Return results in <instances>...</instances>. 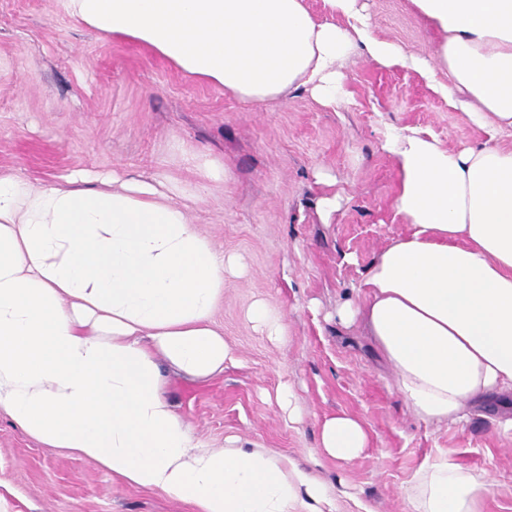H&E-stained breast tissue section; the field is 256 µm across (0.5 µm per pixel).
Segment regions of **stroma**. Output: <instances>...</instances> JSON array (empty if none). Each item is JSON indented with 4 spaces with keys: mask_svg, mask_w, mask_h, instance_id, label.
<instances>
[{
    "mask_svg": "<svg viewBox=\"0 0 512 512\" xmlns=\"http://www.w3.org/2000/svg\"><path fill=\"white\" fill-rule=\"evenodd\" d=\"M363 2L375 37L433 59L442 35L410 0ZM339 71L345 94L334 106L301 90L246 105L146 46L75 22L54 0H0V173L36 184L81 173L95 188L139 176L199 186L190 220L245 265L225 274L213 318L232 350L223 372L192 379L162 369L168 399L203 447L236 439L303 463L319 448L323 420L348 413L369 432L365 453L317 469L327 483L347 479L344 512L359 503L409 512L401 489L438 449L493 475L482 512H512V434L496 428L512 408L493 402L462 425L420 423L368 341L328 319L409 229L393 207L400 175L383 148L389 132L427 130L451 150L490 140L512 151V136L469 122L415 71L359 53ZM194 154L224 178L201 179ZM334 195L339 208L323 216L317 200ZM258 301L280 317L283 342L248 321ZM284 385L300 414L294 423L276 402ZM0 499L8 512H191L41 445L4 416Z\"/></svg>",
    "mask_w": 512,
    "mask_h": 512,
    "instance_id": "35a3bbf8",
    "label": "stroma"
}]
</instances>
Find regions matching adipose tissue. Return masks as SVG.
Segmentation results:
<instances>
[{"label": "adipose tissue", "instance_id": "obj_1", "mask_svg": "<svg viewBox=\"0 0 512 512\" xmlns=\"http://www.w3.org/2000/svg\"><path fill=\"white\" fill-rule=\"evenodd\" d=\"M443 35L434 61L373 36L361 0H57L102 35L140 42L246 104L303 88L335 104L338 61L355 49L390 66L445 72L439 90L472 122L512 134V0H410ZM408 232L383 249L337 324L361 326L414 416L460 424L512 404V151H451L427 133L386 142ZM194 186L120 188L78 177L35 184L0 173V415L30 436L193 512H339V491L265 448H204L174 412L161 364L191 378L232 357L212 321L237 258L187 214ZM320 446L349 463L368 433L341 413ZM485 470L439 450L403 486L409 512H480Z\"/></svg>", "mask_w": 512, "mask_h": 512}]
</instances>
